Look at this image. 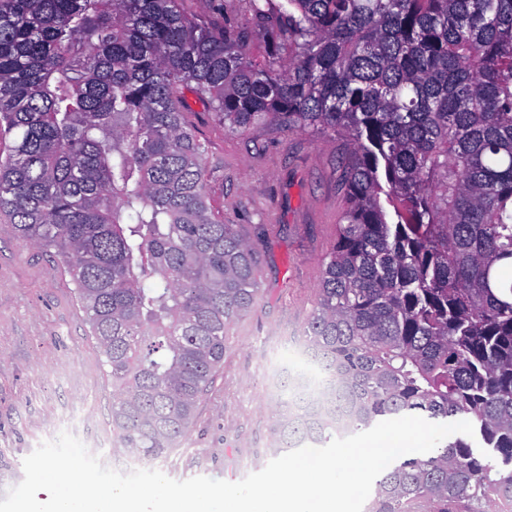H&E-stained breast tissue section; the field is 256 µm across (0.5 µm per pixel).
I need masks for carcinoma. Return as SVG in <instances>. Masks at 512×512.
I'll use <instances>...</instances> for the list:
<instances>
[{"instance_id":"cac0c4a2","label":"carcinoma","mask_w":512,"mask_h":512,"mask_svg":"<svg viewBox=\"0 0 512 512\" xmlns=\"http://www.w3.org/2000/svg\"><path fill=\"white\" fill-rule=\"evenodd\" d=\"M180 2L0 0V211L60 257L120 444L157 456L186 434L259 297L254 248L206 204L186 86L227 131L353 145L303 331L318 371L280 450L465 415L473 436L378 477L371 512L512 503V0H246L260 61L248 27Z\"/></svg>"}]
</instances>
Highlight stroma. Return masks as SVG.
I'll return each mask as SVG.
<instances>
[{
    "instance_id": "stroma-1",
    "label": "stroma",
    "mask_w": 512,
    "mask_h": 512,
    "mask_svg": "<svg viewBox=\"0 0 512 512\" xmlns=\"http://www.w3.org/2000/svg\"><path fill=\"white\" fill-rule=\"evenodd\" d=\"M182 7L204 25L248 17L244 0ZM183 97L206 148L207 205L254 247L259 299L230 327L224 364L185 436L147 458L116 445L112 379L60 260L21 241L0 214V499L21 482L24 458L64 431L110 468L176 480L237 482L278 455L284 401L315 369L302 331L346 206L339 166L352 145L274 122L230 133L207 101Z\"/></svg>"
}]
</instances>
